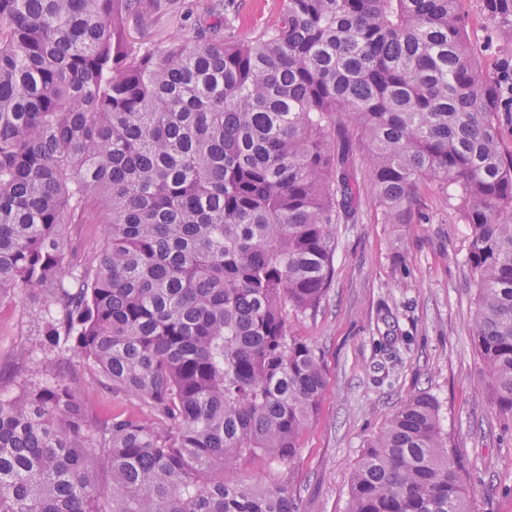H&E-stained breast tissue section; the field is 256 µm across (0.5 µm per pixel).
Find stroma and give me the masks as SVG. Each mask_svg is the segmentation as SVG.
<instances>
[{
    "label": "stroma",
    "mask_w": 512,
    "mask_h": 512,
    "mask_svg": "<svg viewBox=\"0 0 512 512\" xmlns=\"http://www.w3.org/2000/svg\"><path fill=\"white\" fill-rule=\"evenodd\" d=\"M211 0H151L130 21L136 43L191 38L212 30ZM335 275L315 315H289L292 332L319 353L326 387L291 465L246 461L238 479L287 483L296 512H347L351 475L392 414L425 393L439 405L449 451L460 460L476 512H512V427L491 403L475 352L476 304L466 256L469 226L456 189L431 183L420 221L382 223L370 199L358 221L332 227ZM69 259L91 257L104 239L100 224H65ZM49 316L47 292L28 288L0 296V398L21 384L49 381L47 359L76 368L93 390L99 414L148 416L137 398L97 386L93 367L71 351L31 349ZM29 349L17 363L20 349Z\"/></svg>",
    "instance_id": "obj_1"
}]
</instances>
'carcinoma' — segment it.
I'll return each instance as SVG.
<instances>
[{
    "label": "carcinoma",
    "mask_w": 512,
    "mask_h": 512,
    "mask_svg": "<svg viewBox=\"0 0 512 512\" xmlns=\"http://www.w3.org/2000/svg\"><path fill=\"white\" fill-rule=\"evenodd\" d=\"M143 0H0V296L45 288V333L154 420L100 417L76 373L0 399V512H293L288 486L233 478L293 461L326 380L288 311L315 313L330 226L369 170L383 224L432 182L470 229L474 345L512 422V0H280L222 39L135 44ZM63 224H103L65 265ZM109 476L98 486L99 470ZM434 398L370 443L347 512H472ZM468 8L474 18L471 29V49L475 56L482 58L489 53V37L486 24L477 13V5L474 0H469Z\"/></svg>",
    "instance_id": "carcinoma-1"
}]
</instances>
